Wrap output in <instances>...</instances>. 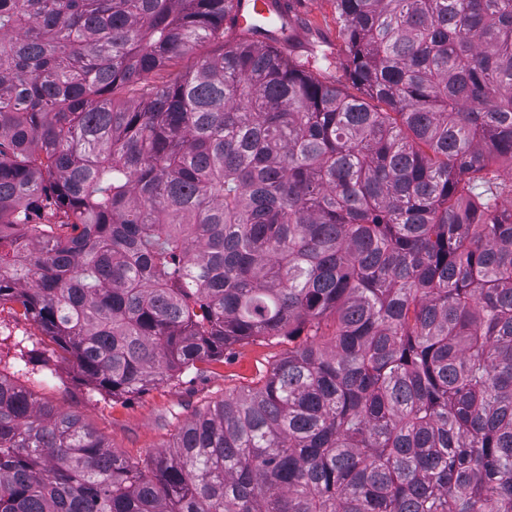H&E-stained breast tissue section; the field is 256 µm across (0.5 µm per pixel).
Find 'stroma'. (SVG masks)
<instances>
[{"label": "stroma", "mask_w": 512, "mask_h": 512, "mask_svg": "<svg viewBox=\"0 0 512 512\" xmlns=\"http://www.w3.org/2000/svg\"><path fill=\"white\" fill-rule=\"evenodd\" d=\"M294 17L296 24L289 30L291 56L303 58L312 51L326 50L331 62L326 79L345 82L334 0H298ZM20 340L48 360L49 370L33 374L13 367ZM287 351L284 339L243 342L227 349L223 360L201 363L181 380L161 384L141 396L114 399L95 392L70 356L32 322L13 315L9 306H0V375L38 400L79 410L114 452L143 460L172 442L179 421L226 394L252 386Z\"/></svg>", "instance_id": "stroma-1"}]
</instances>
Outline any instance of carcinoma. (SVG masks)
Wrapping results in <instances>:
<instances>
[{
	"label": "carcinoma",
	"instance_id": "cac0c4a2",
	"mask_svg": "<svg viewBox=\"0 0 512 512\" xmlns=\"http://www.w3.org/2000/svg\"><path fill=\"white\" fill-rule=\"evenodd\" d=\"M235 2L0 0V305L114 398L294 343L144 463L0 375V512H512V0H335L361 97Z\"/></svg>",
	"mask_w": 512,
	"mask_h": 512
}]
</instances>
